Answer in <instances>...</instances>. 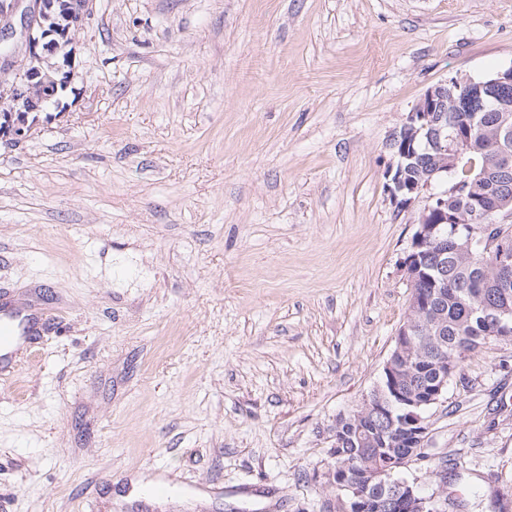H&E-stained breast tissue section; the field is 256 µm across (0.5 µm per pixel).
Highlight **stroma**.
<instances>
[{"label":"stroma","mask_w":512,"mask_h":512,"mask_svg":"<svg viewBox=\"0 0 512 512\" xmlns=\"http://www.w3.org/2000/svg\"><path fill=\"white\" fill-rule=\"evenodd\" d=\"M94 2L57 105L0 143V289L64 316L0 379V512H337L336 419L411 296L390 138L512 66V0ZM403 474L512 512V341L465 357Z\"/></svg>","instance_id":"35a3bbf8"}]
</instances>
